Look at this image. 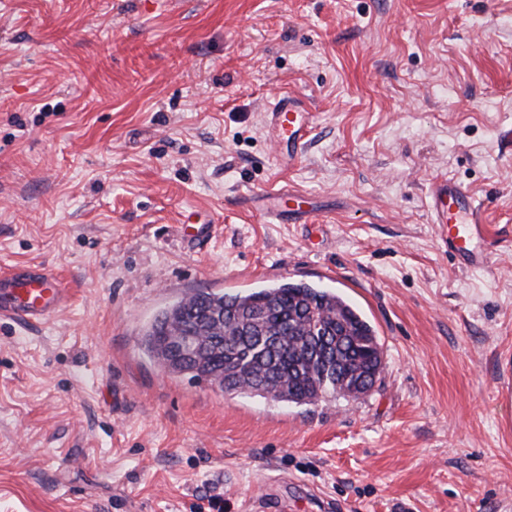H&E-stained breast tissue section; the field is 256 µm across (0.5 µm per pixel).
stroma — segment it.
Returning <instances> with one entry per match:
<instances>
[{"instance_id":"35a3bbf8","label":"stroma","mask_w":512,"mask_h":512,"mask_svg":"<svg viewBox=\"0 0 512 512\" xmlns=\"http://www.w3.org/2000/svg\"><path fill=\"white\" fill-rule=\"evenodd\" d=\"M0 0V512H512V0ZM313 115L283 165L277 98ZM484 204L458 267L434 183ZM288 189L310 224L243 195ZM334 292L384 368L356 399L231 395L143 334L199 289ZM65 288L44 269H18L0 277V317L33 324L62 309Z\"/></svg>"}]
</instances>
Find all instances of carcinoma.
Returning <instances> with one entry per match:
<instances>
[{"mask_svg":"<svg viewBox=\"0 0 512 512\" xmlns=\"http://www.w3.org/2000/svg\"><path fill=\"white\" fill-rule=\"evenodd\" d=\"M178 333L208 342L187 358L168 343ZM144 343L172 374L295 404L347 398L368 369L383 363L372 326L336 294L304 282L243 295L198 290L163 310Z\"/></svg>","mask_w":512,"mask_h":512,"instance_id":"carcinoma-1","label":"carcinoma"}]
</instances>
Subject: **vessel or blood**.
<instances>
[{
    "label": "vessel or blood",
    "instance_id": "b4317fda",
    "mask_svg": "<svg viewBox=\"0 0 512 512\" xmlns=\"http://www.w3.org/2000/svg\"><path fill=\"white\" fill-rule=\"evenodd\" d=\"M268 129L284 157L297 159L310 132L309 111L295 99H279L270 109ZM289 194L279 190L260 198L259 210L283 224L308 223L309 207H286ZM433 209L438 223L448 227V247L460 267L484 268L489 264L483 248L486 225L484 210L467 189L454 180L435 183ZM66 292L61 283L43 269H18L0 276V317L33 324L62 309Z\"/></svg>",
    "mask_w": 512,
    "mask_h": 512
}]
</instances>
